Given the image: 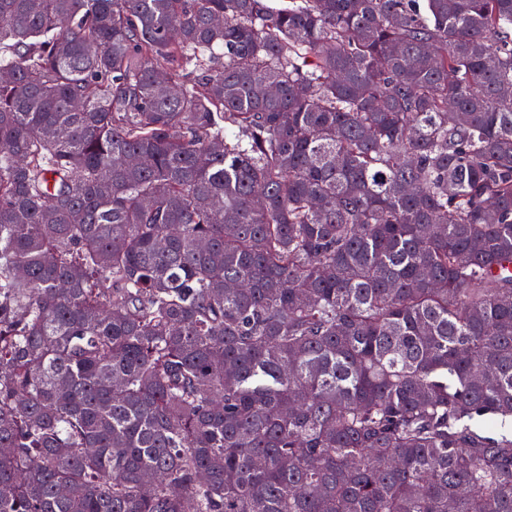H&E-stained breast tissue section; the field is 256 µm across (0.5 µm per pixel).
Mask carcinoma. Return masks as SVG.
Instances as JSON below:
<instances>
[{
	"label": "carcinoma",
	"instance_id": "1",
	"mask_svg": "<svg viewBox=\"0 0 512 512\" xmlns=\"http://www.w3.org/2000/svg\"><path fill=\"white\" fill-rule=\"evenodd\" d=\"M1 73L0 512H512V0H0Z\"/></svg>",
	"mask_w": 512,
	"mask_h": 512
}]
</instances>
